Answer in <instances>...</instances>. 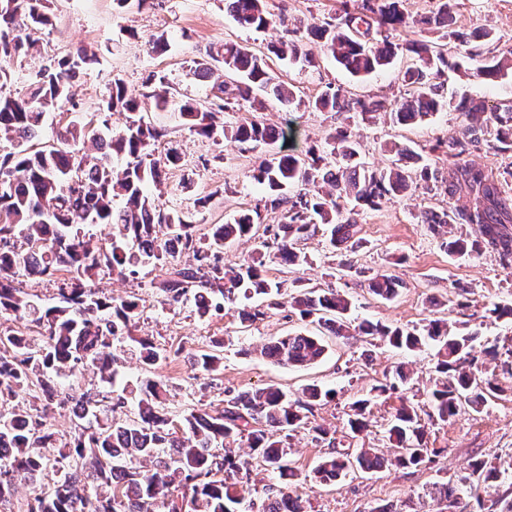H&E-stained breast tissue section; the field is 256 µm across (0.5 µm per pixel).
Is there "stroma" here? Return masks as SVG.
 Wrapping results in <instances>:
<instances>
[{
	"instance_id": "35a3bbf8",
	"label": "stroma",
	"mask_w": 512,
	"mask_h": 512,
	"mask_svg": "<svg viewBox=\"0 0 512 512\" xmlns=\"http://www.w3.org/2000/svg\"><path fill=\"white\" fill-rule=\"evenodd\" d=\"M341 0H267L271 12L286 16L298 24L302 43L316 58L313 67L276 63L281 78L293 84L299 101L287 107L274 97H265V109L259 117L269 124H280L282 118L293 120L298 147L324 145L340 121L330 112H318L308 106L309 100L326 85L342 88L353 96L403 95L406 87L401 79L402 61L365 78L351 76L340 68L323 42L309 34L334 16ZM451 11L456 30L471 33L491 30L494 42L482 45L484 56L495 55L498 47L512 46V0H452ZM52 24L34 31L40 50L33 56L14 61L13 79L7 88L24 93L29 73L38 70L48 58L63 56L84 48L94 53L80 80L74 85V101L56 110L48 119L44 135L52 137L59 126L73 115L91 118L99 103L106 98L112 79H119L129 93L145 95L144 116L167 135L155 147L156 157H164L168 149L181 156L179 168L167 170L166 186L155 198L160 208L172 207L192 213L199 235H207L212 225L230 220L240 211L259 209L266 224L277 223L280 214L269 206L266 190L254 183L250 175L264 159L259 149H247L232 141L213 142L190 131L173 110L157 109L147 98V81L151 75H164L178 93L210 100L212 81L195 73V63L209 46L226 41L248 46L257 54H265L269 43L284 36V29L255 30L244 28L224 8V0H144L142 6L119 7L115 0H51ZM166 34L168 47L160 53L148 50V43ZM445 96L460 99L496 101L512 99V72L487 83L474 74L473 64L450 74ZM351 132L361 143L363 158L383 167L390 156L385 150L393 141L410 143L414 149H432V159L444 166L445 157L436 151L437 142L462 135L464 124L460 113L445 110L435 114L421 126L400 128L384 121L354 122ZM467 198L447 200L423 191L413 195L384 199L373 210L357 218V245L351 248L333 246L326 233L304 241L306 264L292 273H281L272 257H265L268 275L280 281L282 295L316 286L335 289L351 302L350 320H370L390 327H413L444 317L449 322L467 326L477 333L475 351H482L488 340L512 336V323L490 316L493 304L512 301V268H503L491 252L456 259L440 245V238H453L468 232V225L448 224L439 234H432L419 221L420 211H442L461 208ZM353 265L351 273L340 271L341 264ZM385 273L399 283L398 295L390 301L369 293L366 280L372 274ZM157 269L147 264L136 277L124 280L103 276L100 288L112 296L136 294L143 304L142 314L132 330L133 337H150L161 349L178 351L175 361L153 367L154 377L167 385L173 410L213 409L224 405L226 391H246L277 385L291 396H300L303 388L318 384L333 390L334 395L314 411L313 424L326 428L337 447L380 448L393 451L387 428L401 401H409L421 417L429 447L439 449L435 463L418 469L391 468L371 475L351 473L331 486H318L309 475L319 460L328 454L326 444L312 440L308 431L294 433L290 440L291 457L299 473L295 485L307 501V512H371L372 508L391 505L394 512H480L499 499H512V480L482 491L480 498L461 492L460 503L445 508L434 498L437 482L445 478L467 475L473 459H494L512 455V375L501 362H487L503 391L480 411H463L448 422L430 418V394L438 375L435 371L434 348L409 354L380 341L367 346L360 338L345 340L334 336L318 324L286 317L284 311H269L264 319L250 327H241L234 312L199 320L193 299L179 304H164L161 293L151 288ZM310 332L322 336L327 352L324 358L305 369L277 365L259 353L261 344L274 336ZM223 344V361L214 372L194 366L195 354L212 341ZM408 363L411 375L402 388L401 398L370 400L371 427L354 442H347V419L351 404L370 399L374 385L392 375L399 363Z\"/></svg>"
}]
</instances>
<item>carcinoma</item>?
<instances>
[{"label":"carcinoma","mask_w":512,"mask_h":512,"mask_svg":"<svg viewBox=\"0 0 512 512\" xmlns=\"http://www.w3.org/2000/svg\"><path fill=\"white\" fill-rule=\"evenodd\" d=\"M225 4L242 27L285 24L267 10L265 0H225ZM402 5L403 0H362L360 9L344 8L311 33L326 40L336 63L354 76L380 71L398 52L406 53L409 65L403 82L410 96L353 98L329 85L308 107L333 112L346 121L369 122L382 112L394 125L417 126L448 106L461 113L466 127L462 136L432 148L448 157L444 171L396 141L389 145L392 157L387 167L356 163L360 144L343 125L327 142L329 149L287 153L284 147L292 132L288 125L273 127L250 118L230 124L219 121V114L230 105L224 98L226 83H219L214 98L203 104L171 96L166 78L152 75L156 107L177 108L189 130L214 142L230 137L253 149L267 147L268 157L252 179L270 193L280 221L263 227L259 211L246 212L230 223L212 225L210 237L203 239L191 216L155 205L150 188L159 187L165 170L178 166L181 157L175 149L168 150L162 162L154 157L164 132L145 120L142 100L120 80H112L96 118L75 117L44 141L47 114L72 101L70 88L93 58L84 52L54 58L30 76L24 95L1 91L11 80L14 60L36 51L29 31L47 26L50 17L49 0H0V142L11 145L10 151L0 154V316L27 319L41 335V342L34 344L19 331L0 329V512L10 508L20 484L35 490L18 512H181V500L187 502L188 512H304L301 496L292 489L296 469L286 448V440L299 429L333 448L313 469V479L320 485L359 470L380 473L391 466L419 468L432 462L435 449L427 447L417 411L405 403L395 409L388 428V439L400 448L395 457L387 458L373 448H334L328 432L310 421L314 408L333 395L316 384L305 387L298 398L270 385L229 393L224 407L214 413L193 408L176 414L169 410L166 385L145 377L135 395L137 413L132 417L125 413L128 399L122 393L63 392L58 379L88 365L99 371L103 381L113 383L120 357L112 351V343L119 336L135 343L146 366L170 358L150 339L132 336L142 313L140 298H115L97 287L106 271L129 278L142 264L160 267L163 302L174 305L191 292L201 319L243 300L238 319L244 327L286 305L301 319L313 317L343 338L352 334L369 341L385 338L391 346L410 352L431 344L436 348L435 371L440 374L431 392V407L442 422L465 408L479 411L488 398L501 392L471 355L475 336L452 332L445 319L431 320L419 329H391L369 320L354 326L347 317L351 302L332 289H304L284 303L281 283L268 278L262 260H246L230 268L221 264L224 243L246 239L255 242L258 251L274 250L281 266H298L307 262L298 244L318 227H331L336 246L353 244L357 215L376 208L387 196L402 197L420 187L450 200L458 195L468 198L462 209L421 214V223L433 232L452 223L474 230L470 238L443 240L448 255L461 258L488 250L502 267H512V188L507 179L468 161L479 144L495 153L512 150V101L490 105L463 98L454 104L443 95L448 71L475 60L477 42H491L493 34L452 29L448 0H442L434 15L417 21ZM416 24L440 33L445 43L396 41ZM270 53L280 60L315 65L302 43L293 39H281ZM217 63L236 76L237 106L252 112L263 109L257 92L267 90L282 104L295 103L293 89L250 48L225 43L215 51L209 49L195 72L209 78ZM510 70L512 48L481 63L475 75L494 81ZM113 112L127 115L123 127H112ZM292 187L296 191H290ZM93 224L112 225V237L91 245L85 229ZM182 253L189 260L178 266L175 261ZM42 276L57 278L58 303L39 308L19 284L23 277ZM398 287L383 273L368 282L369 291L387 301L396 297ZM218 347L215 342L213 349L196 354L195 366L216 370L221 361ZM325 353L320 337L302 332L271 339L261 349L271 362L297 369L315 364ZM484 353L493 360L502 354L512 358V338L507 344L495 339ZM370 403L362 399L353 404L347 420L350 439L367 430ZM57 409L69 412L74 422L67 438L56 437L48 422L49 413ZM243 442L283 484L259 506L245 497L244 485L251 480L248 462L230 451L231 445ZM51 454L61 467L56 479L45 486L41 481ZM220 472L227 477L216 478ZM506 479H512V457L473 461L462 483L475 493ZM176 485L182 487L179 496L172 490Z\"/></svg>","instance_id":"cac0c4a2"}]
</instances>
